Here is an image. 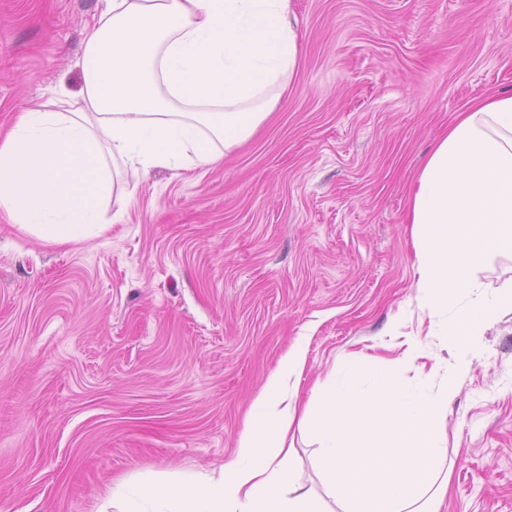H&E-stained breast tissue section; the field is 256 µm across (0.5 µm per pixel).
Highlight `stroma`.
<instances>
[{"label":"stroma","mask_w":512,"mask_h":512,"mask_svg":"<svg viewBox=\"0 0 512 512\" xmlns=\"http://www.w3.org/2000/svg\"><path fill=\"white\" fill-rule=\"evenodd\" d=\"M98 0H0V125L78 95ZM297 73L218 164L126 184L63 246L0 216V512H94L116 479L233 452L297 338L302 396L341 357L424 337L407 191L455 112L512 89V0H291ZM445 426L448 512H512V312Z\"/></svg>","instance_id":"1"}]
</instances>
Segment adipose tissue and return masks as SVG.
<instances>
[{"label":"adipose tissue","instance_id":"obj_1","mask_svg":"<svg viewBox=\"0 0 512 512\" xmlns=\"http://www.w3.org/2000/svg\"><path fill=\"white\" fill-rule=\"evenodd\" d=\"M291 0H99L77 62L79 98L19 112L0 136V215L49 244L121 223L117 183L214 164L275 111L300 58ZM408 222L426 340L406 356L360 353L300 396L292 343L216 468L114 481L95 512H442L451 470L442 426L475 336L512 310V284L480 273L512 257V91L457 112L415 177ZM452 351L435 360L429 337ZM431 360L406 378L407 357ZM315 446L319 487L295 466L292 428Z\"/></svg>","mask_w":512,"mask_h":512}]
</instances>
